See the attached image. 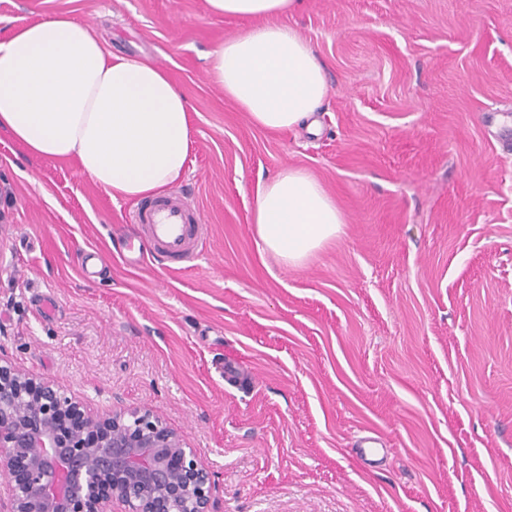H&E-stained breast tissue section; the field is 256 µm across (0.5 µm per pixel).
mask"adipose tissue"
Instances as JSON below:
<instances>
[{
	"label": "adipose tissue",
	"mask_w": 512,
	"mask_h": 512,
	"mask_svg": "<svg viewBox=\"0 0 512 512\" xmlns=\"http://www.w3.org/2000/svg\"><path fill=\"white\" fill-rule=\"evenodd\" d=\"M211 13L261 24L221 44L212 67L225 95L255 125L290 129L327 95L322 63L277 18L300 0H206ZM0 133L22 154L75 161L115 199L152 195L180 180L194 144L185 92L150 61L106 51L69 15L33 19L0 38ZM259 243L301 265L341 231L343 216L305 171L258 186Z\"/></svg>",
	"instance_id": "obj_1"
}]
</instances>
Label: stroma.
I'll return each instance as SVG.
<instances>
[{
	"instance_id": "obj_1",
	"label": "stroma",
	"mask_w": 512,
	"mask_h": 512,
	"mask_svg": "<svg viewBox=\"0 0 512 512\" xmlns=\"http://www.w3.org/2000/svg\"><path fill=\"white\" fill-rule=\"evenodd\" d=\"M56 14L185 90L194 145L167 192L207 233L194 262H126L136 200L0 134V354L158 414L215 512H512V0H302L279 22L324 65L312 131L258 127L218 85L213 51L256 20L0 0V37ZM291 168L344 218L299 266L253 224L258 183Z\"/></svg>"
}]
</instances>
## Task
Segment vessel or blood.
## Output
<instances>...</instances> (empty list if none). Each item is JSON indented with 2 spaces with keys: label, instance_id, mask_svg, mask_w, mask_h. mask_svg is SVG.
Masks as SVG:
<instances>
[{
  "label": "vessel or blood",
  "instance_id": "vessel-or-blood-1",
  "mask_svg": "<svg viewBox=\"0 0 512 512\" xmlns=\"http://www.w3.org/2000/svg\"><path fill=\"white\" fill-rule=\"evenodd\" d=\"M131 223L140 225L151 248L174 260L196 258V243L203 235L197 209L178 196L159 197L138 206L129 215Z\"/></svg>",
  "mask_w": 512,
  "mask_h": 512
}]
</instances>
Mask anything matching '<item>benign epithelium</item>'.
Listing matches in <instances>:
<instances>
[{
	"label": "benign epithelium",
	"instance_id": "obj_1",
	"mask_svg": "<svg viewBox=\"0 0 512 512\" xmlns=\"http://www.w3.org/2000/svg\"><path fill=\"white\" fill-rule=\"evenodd\" d=\"M0 512H214L209 471L150 410L98 413L0 356Z\"/></svg>",
	"mask_w": 512,
	"mask_h": 512
}]
</instances>
